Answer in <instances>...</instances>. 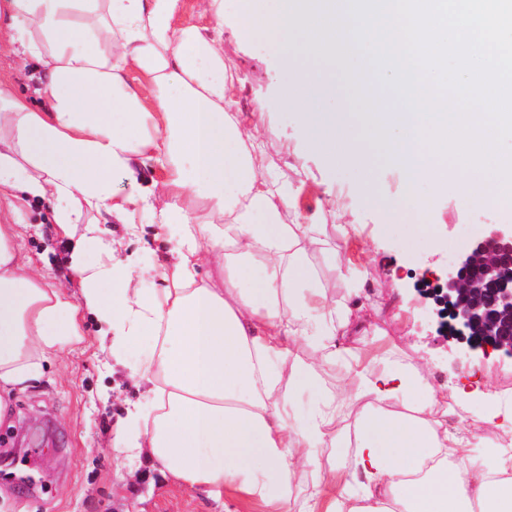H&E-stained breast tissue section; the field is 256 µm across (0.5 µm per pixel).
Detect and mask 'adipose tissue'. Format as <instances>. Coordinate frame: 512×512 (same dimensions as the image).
I'll use <instances>...</instances> for the list:
<instances>
[{"instance_id":"ef3b65f1","label":"adipose tissue","mask_w":512,"mask_h":512,"mask_svg":"<svg viewBox=\"0 0 512 512\" xmlns=\"http://www.w3.org/2000/svg\"><path fill=\"white\" fill-rule=\"evenodd\" d=\"M199 8L211 26L175 27L182 0H0L8 37L45 73L37 107L0 83V197L14 210L48 201L77 238L68 288L0 223V424L52 354L83 342L90 316L112 358L154 339L114 442L130 471L147 463L274 512H512V448L476 460L465 430L448 428L449 407H473L512 435L511 395L474 379L436 391L382 345L348 346L355 389L326 387L337 336L365 330L319 286L308 246L323 225L303 223L290 183L263 175L224 62V0ZM148 161L161 174L146 183ZM147 210L167 255L114 260L109 223L139 236ZM149 276L159 291L142 288Z\"/></svg>"}]
</instances>
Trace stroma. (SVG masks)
<instances>
[{
  "label": "stroma",
  "mask_w": 512,
  "mask_h": 512,
  "mask_svg": "<svg viewBox=\"0 0 512 512\" xmlns=\"http://www.w3.org/2000/svg\"><path fill=\"white\" fill-rule=\"evenodd\" d=\"M235 0H224V61L236 78V100L247 124L264 130L262 163L267 176L294 179V152H305L306 140L295 110L280 111L269 103L280 95L285 79L283 63L263 44L241 40L236 33ZM43 70L22 61L15 44L0 40V79L19 94L36 98ZM346 75L319 79L305 104L318 117L344 112ZM305 187L296 189V205L304 223L324 225L319 240L309 248L319 285L336 301L360 308L365 322L383 331L385 343L401 359L428 361L429 383L436 388L453 376L475 371L493 386L512 394V359L492 353L468 356L450 348L447 337L422 318L415 281L424 272H440L454 259L464 242L460 225L470 222L473 233L494 218V210L465 211L457 205L455 189L436 190L432 183L418 186L432 196L439 245L413 246L407 224L379 225L357 189L354 169L332 166L321 155L308 154ZM47 202L22 206V251L39 269L62 278L68 275L74 240L61 236ZM140 238L126 236L122 225L112 227L121 247L115 260L138 256L146 261L163 257L169 241L151 216L140 219ZM361 224V236H343L342 225ZM341 258L366 263L369 279L360 297L348 299L338 270L325 259L327 250ZM86 340L53 356L43 377L12 399L11 425L0 426V455L31 464L34 485L22 488L0 481V512H269L268 507L237 498L216 503L190 488L162 484L157 473L142 468L128 474L119 466L113 443L117 420L127 401L142 389L129 372L130 364L146 352L150 337L131 347L123 361L105 364L98 356L96 324L86 321Z\"/></svg>",
  "instance_id": "stroma-1"
}]
</instances>
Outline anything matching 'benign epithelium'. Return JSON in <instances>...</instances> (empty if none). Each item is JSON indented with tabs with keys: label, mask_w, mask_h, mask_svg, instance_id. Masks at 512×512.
I'll return each mask as SVG.
<instances>
[{
	"label": "benign epithelium",
	"mask_w": 512,
	"mask_h": 512,
	"mask_svg": "<svg viewBox=\"0 0 512 512\" xmlns=\"http://www.w3.org/2000/svg\"><path fill=\"white\" fill-rule=\"evenodd\" d=\"M422 298L438 326L448 308L462 331L477 332V341L458 338L466 352L491 349L512 358V225H485Z\"/></svg>",
	"instance_id": "benign-epithelium-1"
}]
</instances>
